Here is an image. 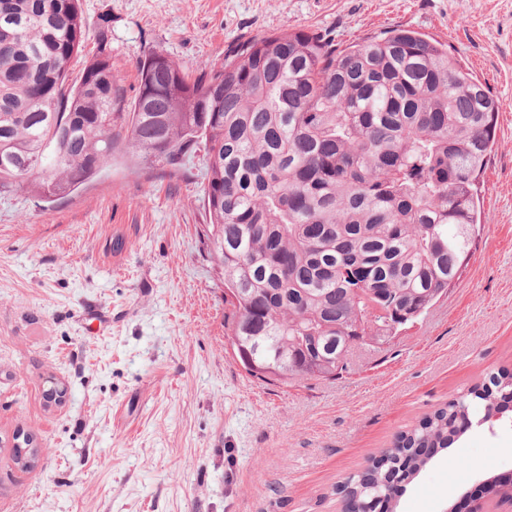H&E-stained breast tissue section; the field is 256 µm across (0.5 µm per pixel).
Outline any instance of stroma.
<instances>
[{"instance_id":"obj_1","label":"stroma","mask_w":512,"mask_h":512,"mask_svg":"<svg viewBox=\"0 0 512 512\" xmlns=\"http://www.w3.org/2000/svg\"><path fill=\"white\" fill-rule=\"evenodd\" d=\"M108 27L112 78L132 102L155 52L188 72L244 42L303 29L339 45L408 29L502 103L480 178L477 237L447 297L333 380L263 381L236 360L224 278L204 243L199 161L188 174L109 168L49 201L0 192V512H341L339 489L397 436L512 371V0H82ZM102 307L105 329L84 322ZM68 389L45 401L48 378ZM470 429L398 497L442 512L512 473V404ZM42 452L34 470L5 449Z\"/></svg>"}]
</instances>
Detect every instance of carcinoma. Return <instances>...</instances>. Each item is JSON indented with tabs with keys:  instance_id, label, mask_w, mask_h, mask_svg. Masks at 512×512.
<instances>
[{
	"instance_id": "1",
	"label": "carcinoma",
	"mask_w": 512,
	"mask_h": 512,
	"mask_svg": "<svg viewBox=\"0 0 512 512\" xmlns=\"http://www.w3.org/2000/svg\"><path fill=\"white\" fill-rule=\"evenodd\" d=\"M88 36L81 0H0L1 192L68 195L121 143L135 163L173 174L202 157L230 335L246 322L264 329L242 346L284 379H336L347 366L289 362L353 342L365 322L413 324L447 293L471 251L502 108L448 46L392 29L340 49L299 29L247 42L194 78L168 58L153 66L156 53L127 111L108 30L69 82ZM507 380L501 370L448 401L343 491L393 512L397 474L431 461L418 449L450 448L475 405L501 411Z\"/></svg>"
}]
</instances>
